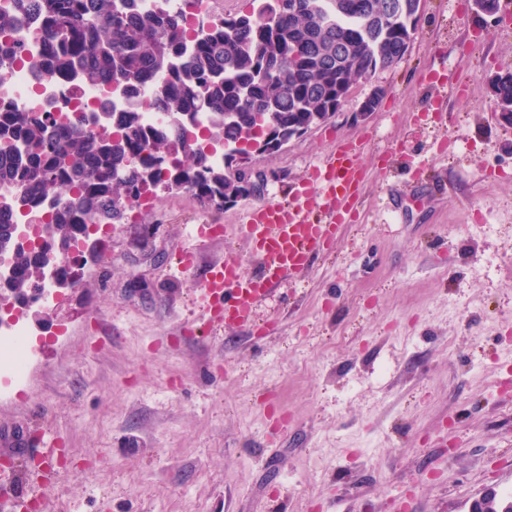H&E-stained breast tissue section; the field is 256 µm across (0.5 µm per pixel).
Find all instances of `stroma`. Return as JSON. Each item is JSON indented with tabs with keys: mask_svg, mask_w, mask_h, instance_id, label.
I'll return each instance as SVG.
<instances>
[{
	"mask_svg": "<svg viewBox=\"0 0 512 512\" xmlns=\"http://www.w3.org/2000/svg\"><path fill=\"white\" fill-rule=\"evenodd\" d=\"M447 68L459 89L438 81ZM499 71H512V25L471 0H424L398 65L253 157L273 175L268 200L342 143H361L367 171L331 251L257 303L254 327L208 322L197 299L213 261L256 272L237 233L248 200L205 211L161 191L102 237L54 339L0 395L12 474L33 444L65 451L41 512H467L485 489L512 494V126L487 87ZM145 224L160 264L141 259ZM138 274L147 287H131Z\"/></svg>",
	"mask_w": 512,
	"mask_h": 512,
	"instance_id": "1",
	"label": "stroma"
}]
</instances>
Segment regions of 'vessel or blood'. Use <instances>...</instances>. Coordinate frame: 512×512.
Masks as SVG:
<instances>
[{
  "instance_id": "vessel-or-blood-1",
  "label": "vessel or blood",
  "mask_w": 512,
  "mask_h": 512,
  "mask_svg": "<svg viewBox=\"0 0 512 512\" xmlns=\"http://www.w3.org/2000/svg\"><path fill=\"white\" fill-rule=\"evenodd\" d=\"M360 150L357 143L337 147L288 202L269 200L245 210L239 230L259 272L246 274L231 258L212 263L200 289L211 320L252 326L257 301L285 279L305 273L315 256L332 247L365 184Z\"/></svg>"
}]
</instances>
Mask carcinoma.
Instances as JSON below:
<instances>
[{
	"mask_svg": "<svg viewBox=\"0 0 512 512\" xmlns=\"http://www.w3.org/2000/svg\"><path fill=\"white\" fill-rule=\"evenodd\" d=\"M41 22L36 68L53 79L70 75L96 85L103 72L129 96L111 115L114 134L82 121L61 124L28 115L0 116V187L23 193L0 208V244L15 240L14 211L55 204L43 231L44 247L13 252L8 287L21 300L44 276L45 249L82 253L96 248L90 224H120L126 204L162 188L189 193L203 210H220L240 198H260L268 183L248 187L233 169L234 151L257 128L283 140L336 112L361 78L400 62L417 29L418 0H255L253 12L205 28L186 27L184 10L170 0L138 9L136 0H19ZM293 15L276 21L281 4ZM0 82L26 51L16 19L0 14ZM151 58L158 72L153 104L170 122L146 127L135 98L145 88L138 71ZM495 111L512 123V72L489 80ZM204 112L209 125L190 130L185 120ZM224 146L217 166L209 145ZM85 263L58 270L60 280L83 285Z\"/></svg>",
	"mask_w": 512,
	"mask_h": 512,
	"instance_id": "cac0c4a2",
	"label": "carcinoma"
}]
</instances>
